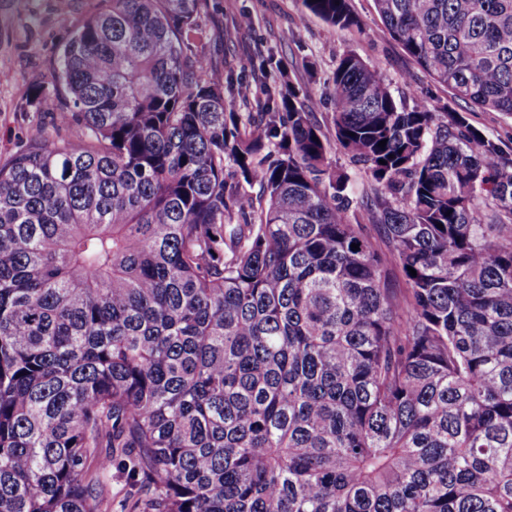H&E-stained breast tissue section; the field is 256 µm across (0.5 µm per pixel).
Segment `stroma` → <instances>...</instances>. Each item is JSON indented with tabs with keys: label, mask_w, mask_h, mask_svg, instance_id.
Instances as JSON below:
<instances>
[{
	"label": "stroma",
	"mask_w": 512,
	"mask_h": 512,
	"mask_svg": "<svg viewBox=\"0 0 512 512\" xmlns=\"http://www.w3.org/2000/svg\"><path fill=\"white\" fill-rule=\"evenodd\" d=\"M98 0H0V165L29 139L33 129L64 125L60 100L34 99L36 87L48 84L60 51L72 33L95 9ZM361 25L331 30L316 16L298 24L299 0H208L203 22L215 43L205 53L212 64L233 75L236 83L225 98L237 112L257 109V87L265 76L254 70L261 57H292L289 76L300 91L310 88L306 60H314L328 76L344 52L377 65L394 95L421 98L439 111L464 113L468 122L512 151V118L485 112L455 99L435 83L392 40L374 0H348Z\"/></svg>",
	"instance_id": "35a3bbf8"
}]
</instances>
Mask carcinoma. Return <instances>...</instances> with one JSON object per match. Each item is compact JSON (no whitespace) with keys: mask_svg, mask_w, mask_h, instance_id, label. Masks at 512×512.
<instances>
[{"mask_svg":"<svg viewBox=\"0 0 512 512\" xmlns=\"http://www.w3.org/2000/svg\"><path fill=\"white\" fill-rule=\"evenodd\" d=\"M375 4L512 117V0ZM206 7L101 0L0 166V512H512V154L352 52L233 112ZM111 473L112 502L107 510L108 512H124L126 500L132 492L131 487L126 480V475L119 471L114 464L112 465Z\"/></svg>","mask_w":512,"mask_h":512,"instance_id":"cac0c4a2","label":"carcinoma"}]
</instances>
